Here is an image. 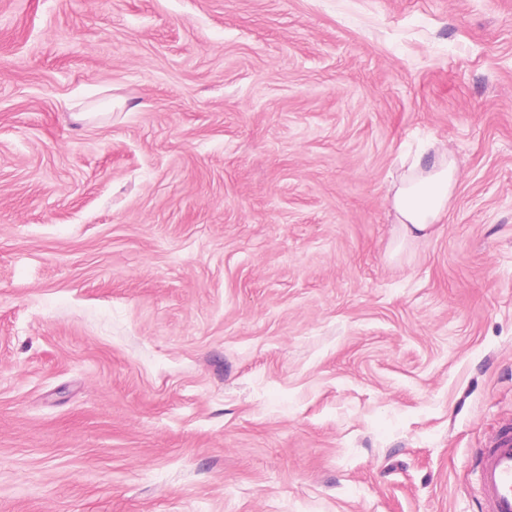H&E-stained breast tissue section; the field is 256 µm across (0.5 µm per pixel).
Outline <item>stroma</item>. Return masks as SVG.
<instances>
[{
    "label": "stroma",
    "mask_w": 512,
    "mask_h": 512,
    "mask_svg": "<svg viewBox=\"0 0 512 512\" xmlns=\"http://www.w3.org/2000/svg\"><path fill=\"white\" fill-rule=\"evenodd\" d=\"M507 429L512 0H0V512H486ZM457 174L454 151L442 141L428 143L422 153L402 162L390 189L399 245L430 235L448 212Z\"/></svg>",
    "instance_id": "obj_1"
}]
</instances>
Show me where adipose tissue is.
<instances>
[{"instance_id":"obj_1","label":"adipose tissue","mask_w":512,"mask_h":512,"mask_svg":"<svg viewBox=\"0 0 512 512\" xmlns=\"http://www.w3.org/2000/svg\"><path fill=\"white\" fill-rule=\"evenodd\" d=\"M457 174L454 151L442 141L428 143L422 153L402 162L391 187L400 243L430 235L448 210Z\"/></svg>"}]
</instances>
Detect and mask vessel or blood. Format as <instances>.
<instances>
[{
    "label": "vessel or blood",
    "mask_w": 512,
    "mask_h": 512,
    "mask_svg": "<svg viewBox=\"0 0 512 512\" xmlns=\"http://www.w3.org/2000/svg\"><path fill=\"white\" fill-rule=\"evenodd\" d=\"M478 477L488 512H512V432L501 433L482 452Z\"/></svg>",
    "instance_id": "1"
}]
</instances>
